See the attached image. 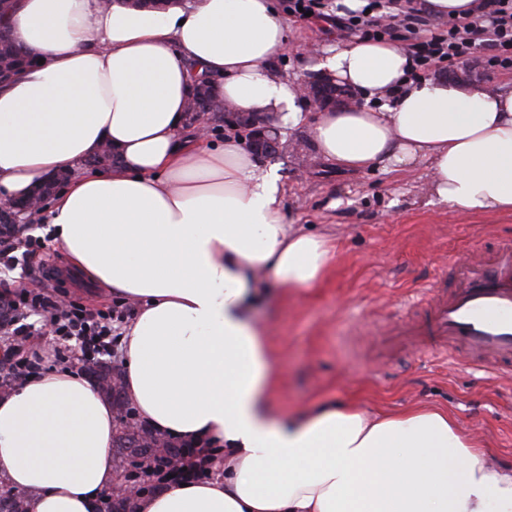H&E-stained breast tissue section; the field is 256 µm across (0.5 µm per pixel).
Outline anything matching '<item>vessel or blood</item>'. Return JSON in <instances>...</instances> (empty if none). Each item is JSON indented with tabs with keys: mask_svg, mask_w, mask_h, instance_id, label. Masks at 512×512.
Returning a JSON list of instances; mask_svg holds the SVG:
<instances>
[{
	"mask_svg": "<svg viewBox=\"0 0 512 512\" xmlns=\"http://www.w3.org/2000/svg\"><path fill=\"white\" fill-rule=\"evenodd\" d=\"M390 331L436 355L462 351L492 374L512 373V245L440 267Z\"/></svg>",
	"mask_w": 512,
	"mask_h": 512,
	"instance_id": "1",
	"label": "vessel or blood"
}]
</instances>
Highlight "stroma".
<instances>
[{"mask_svg":"<svg viewBox=\"0 0 512 512\" xmlns=\"http://www.w3.org/2000/svg\"><path fill=\"white\" fill-rule=\"evenodd\" d=\"M272 3L288 24L291 48L271 70L292 80L318 79L309 68L310 49L336 41L338 31L289 16L288 0ZM279 134L291 151L258 163L281 176L286 221L333 235L338 255L316 287L288 290L270 274L258 285L253 315L267 326L277 361L272 403L278 414L298 416L353 399L390 410L441 408L486 445L496 464L511 469L512 377L466 370L410 346L389 347L386 331L434 276L436 263L512 239V214L476 215L431 201L422 166L340 168L317 156L307 122L280 127ZM18 234L40 238L55 256V271L41 278L39 256L27 257L0 272L10 289L49 292L61 284L91 309H115L111 295L91 290L70 269L46 225L23 224Z\"/></svg>","mask_w":512,"mask_h":512,"instance_id":"stroma-1","label":"stroma"}]
</instances>
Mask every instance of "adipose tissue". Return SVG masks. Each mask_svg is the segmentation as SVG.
<instances>
[{
  "mask_svg": "<svg viewBox=\"0 0 512 512\" xmlns=\"http://www.w3.org/2000/svg\"><path fill=\"white\" fill-rule=\"evenodd\" d=\"M7 23L43 63L0 86V201L71 171L33 220L87 282L133 304L128 400L151 427L224 452L223 477L141 492L137 512H512V470L448 411L271 414L274 359L251 318L259 277L314 287L335 248L287 225L283 183L241 140L203 136L186 115L203 75L239 111L303 121L299 82L269 68L289 46L271 0H175L162 14L17 0ZM316 59L361 98L314 116L322 159L355 172L422 163L434 199L512 213V84L415 83L400 47L358 38ZM105 145L116 164L85 169ZM115 432L93 382L34 375L0 397V481L31 493L30 512H98L117 481Z\"/></svg>",
  "mask_w": 512,
  "mask_h": 512,
  "instance_id": "adipose-tissue-1",
  "label": "adipose tissue"
}]
</instances>
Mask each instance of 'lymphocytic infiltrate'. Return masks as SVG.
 Here are the masks:
<instances>
[{"instance_id": "1", "label": "lymphocytic infiltrate", "mask_w": 512, "mask_h": 512, "mask_svg": "<svg viewBox=\"0 0 512 512\" xmlns=\"http://www.w3.org/2000/svg\"><path fill=\"white\" fill-rule=\"evenodd\" d=\"M338 31L365 39L399 45L412 60L413 78L432 69H454L484 60L494 71L512 72V0H480L475 15L452 17L432 24L414 0H369L361 11L336 16ZM41 324L29 323L30 315ZM53 338L50 348H34L42 332ZM118 342L112 317L90 313L66 291H16L0 306V375L22 382L60 362L88 365L111 354ZM179 460L169 465L152 460L143 467L146 476L164 488L209 478L221 458L214 448L191 441L175 444Z\"/></svg>"}]
</instances>
